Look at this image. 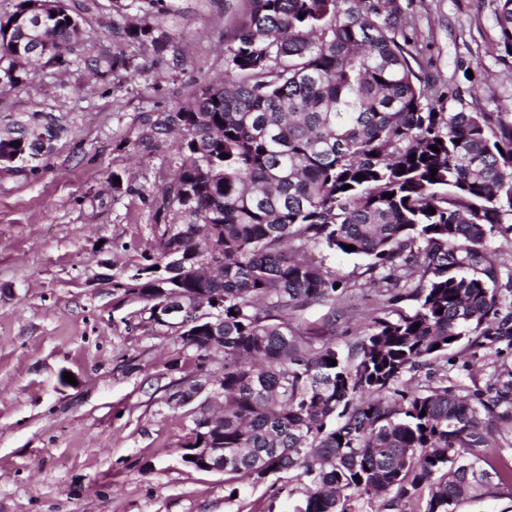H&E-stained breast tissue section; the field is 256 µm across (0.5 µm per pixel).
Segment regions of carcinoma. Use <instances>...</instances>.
Masks as SVG:
<instances>
[{"label": "carcinoma", "mask_w": 512, "mask_h": 512, "mask_svg": "<svg viewBox=\"0 0 512 512\" xmlns=\"http://www.w3.org/2000/svg\"><path fill=\"white\" fill-rule=\"evenodd\" d=\"M30 2L0 20L10 84L27 77L16 52ZM41 2L52 4L46 63L126 80L140 71L122 52L72 57L80 15ZM495 19L512 57V0H495ZM123 34L142 50L166 43L148 24ZM413 60L398 0H245L229 23L224 82L154 129L183 132L160 209L176 203L188 222L164 225L146 264L113 288L145 304L181 353L223 357L205 382L181 379L194 384L182 448L224 449L230 499L242 480L284 489L299 478L307 492L293 512H353L363 496L383 512H455L512 485V462L486 457L491 424L512 426V370L472 389L446 375L456 346L458 357L512 346V273L490 245L512 232V120L436 111ZM41 150L22 132L0 134L3 158ZM320 245L362 263L340 275L311 258ZM361 280L381 305L344 350L336 320ZM168 288L187 310L167 326L157 309ZM313 304L329 307L321 326L291 320Z\"/></svg>", "instance_id": "1"}]
</instances>
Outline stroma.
Returning a JSON list of instances; mask_svg holds the SVG:
<instances>
[{
  "label": "stroma",
  "instance_id": "1",
  "mask_svg": "<svg viewBox=\"0 0 512 512\" xmlns=\"http://www.w3.org/2000/svg\"><path fill=\"white\" fill-rule=\"evenodd\" d=\"M84 7V56L127 45L112 33L128 0ZM416 72L438 108L512 119V58L500 51L494 0H403ZM242 0H164L146 21L168 36L140 57L136 82L38 62L24 83L0 82V129L61 130L19 171L0 166V512H291L303 486L239 484L186 465L184 410L166 399L195 364L114 292L157 246V210L180 164L178 138L147 140L162 113L224 79L228 19ZM180 67H172L173 58ZM180 359L181 369L170 367ZM72 381H65V373Z\"/></svg>",
  "mask_w": 512,
  "mask_h": 512
}]
</instances>
